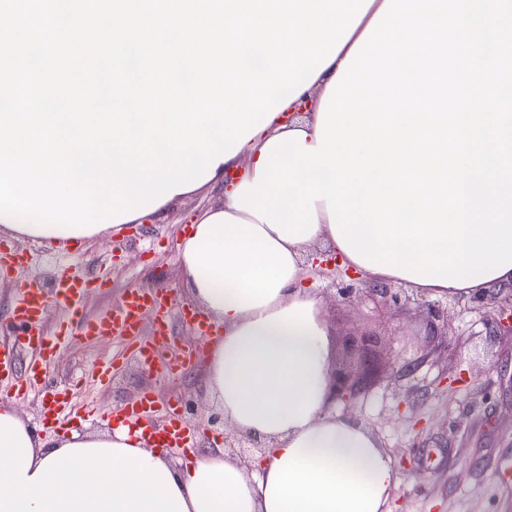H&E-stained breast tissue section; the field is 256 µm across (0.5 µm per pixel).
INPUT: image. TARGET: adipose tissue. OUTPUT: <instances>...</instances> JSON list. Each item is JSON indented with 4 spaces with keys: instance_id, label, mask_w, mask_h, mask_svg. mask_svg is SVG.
<instances>
[{
    "instance_id": "adipose-tissue-1",
    "label": "adipose tissue",
    "mask_w": 512,
    "mask_h": 512,
    "mask_svg": "<svg viewBox=\"0 0 512 512\" xmlns=\"http://www.w3.org/2000/svg\"><path fill=\"white\" fill-rule=\"evenodd\" d=\"M347 50L301 97V121L275 116L216 175L244 163L253 182L269 139L305 131L316 142L319 106ZM318 229L288 242L249 212L234 190L179 246L184 280L222 329L206 365L209 394L241 433L270 446L255 469L217 452L174 467L140 432L119 425L47 441L0 403V512H389L400 473L378 438L337 412L330 397L332 328L321 297L304 285L303 256L338 249L325 201Z\"/></svg>"
}]
</instances>
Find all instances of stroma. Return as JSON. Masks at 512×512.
<instances>
[{"label":"stroma","instance_id":"1","mask_svg":"<svg viewBox=\"0 0 512 512\" xmlns=\"http://www.w3.org/2000/svg\"><path fill=\"white\" fill-rule=\"evenodd\" d=\"M224 204V185L217 182L167 203L161 218L147 217L124 225L117 235L48 248L24 239L16 248L31 264L0 279V324L9 314L22 282L31 275L62 270L105 276L110 286L87 296L86 314L120 302L125 292L156 286L175 298L170 316L182 345H197L185 310L194 303L179 259V244L199 214ZM345 278L342 269H310L308 287L321 296L333 324L335 362L349 364L348 339L364 338L376 360V382L340 413L362 423L380 440L401 473L391 512H512V334L491 332L488 324L512 311V290L496 288L483 299L447 295L438 302L448 311V333L429 337L428 296L411 293L408 303L380 306L362 297L347 304L336 295ZM120 340L109 342L69 337L46 369V387L70 385L78 408L90 414L82 431L112 426V415L141 395L159 400L194 401L189 423L197 430L194 457L224 445V431L210 417L222 407L204 388V366L181 376L146 372L124 355ZM112 358L117 368L102 385L92 369Z\"/></svg>","mask_w":512,"mask_h":512}]
</instances>
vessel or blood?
<instances>
[{"label":"vessel or blood","mask_w":512,"mask_h":512,"mask_svg":"<svg viewBox=\"0 0 512 512\" xmlns=\"http://www.w3.org/2000/svg\"><path fill=\"white\" fill-rule=\"evenodd\" d=\"M103 280L87 275L60 273L53 289H46L40 279L34 278L18 290L10 313L9 325L15 330L12 339H0V382L8 383L9 396L20 397L32 388L42 385L45 377L44 364L58 351L60 336L49 335L42 320L50 303L67 307L75 325L72 335L108 341L120 337L142 367L168 375L192 367L201 359L200 346L178 349L174 358H167L170 348H175L171 324L170 299L160 289H136L125 294L123 300L99 315L91 318L82 315V300L91 292L106 288ZM152 317V325H145V317ZM36 352L37 360L26 368H19L22 351ZM72 405L68 389H56L43 408L45 421L66 423L71 419ZM167 423L153 431L152 436L159 448H189L193 434L186 426L179 400H171L166 409Z\"/></svg>","instance_id":"vessel-or-blood-1"}]
</instances>
